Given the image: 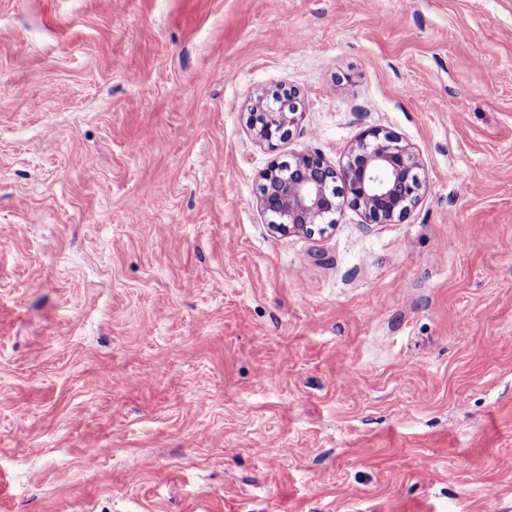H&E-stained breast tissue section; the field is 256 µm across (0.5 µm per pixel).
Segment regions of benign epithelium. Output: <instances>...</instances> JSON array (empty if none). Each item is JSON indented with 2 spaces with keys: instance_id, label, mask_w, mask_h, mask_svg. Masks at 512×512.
<instances>
[{
  "instance_id": "benign-epithelium-1",
  "label": "benign epithelium",
  "mask_w": 512,
  "mask_h": 512,
  "mask_svg": "<svg viewBox=\"0 0 512 512\" xmlns=\"http://www.w3.org/2000/svg\"><path fill=\"white\" fill-rule=\"evenodd\" d=\"M261 113L255 139L273 150L286 127L297 120L296 96L276 92L258 99ZM420 158L407 144L377 130L364 133L335 168L319 153H305L294 163L272 160L263 170L261 209L273 216L271 227L282 234L295 231L324 232L313 228L344 206L360 209L368 221L393 224L402 221L419 200ZM340 181L336 188L333 183Z\"/></svg>"
}]
</instances>
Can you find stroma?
Segmentation results:
<instances>
[{
  "label": "stroma",
  "instance_id": "stroma-1",
  "mask_svg": "<svg viewBox=\"0 0 512 512\" xmlns=\"http://www.w3.org/2000/svg\"><path fill=\"white\" fill-rule=\"evenodd\" d=\"M368 129L407 217L272 233ZM0 512H512V0H0ZM296 96L291 92H276L268 99H257L253 108L260 111V127L255 132V139L268 149L274 150L286 127L297 120L298 107Z\"/></svg>",
  "mask_w": 512,
  "mask_h": 512
}]
</instances>
